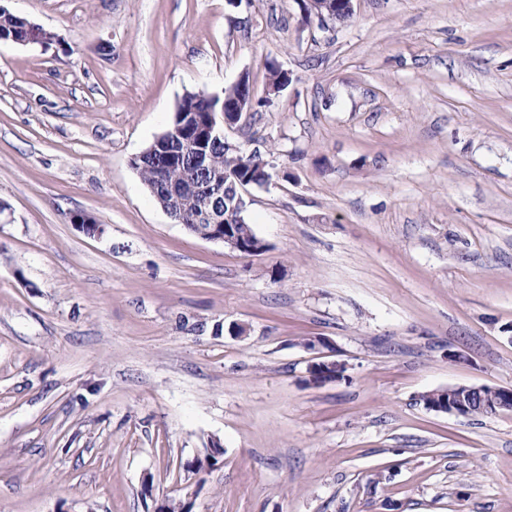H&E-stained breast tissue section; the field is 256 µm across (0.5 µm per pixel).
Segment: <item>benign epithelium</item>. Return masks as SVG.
I'll return each instance as SVG.
<instances>
[{
	"label": "benign epithelium",
	"instance_id": "7a95c632",
	"mask_svg": "<svg viewBox=\"0 0 512 512\" xmlns=\"http://www.w3.org/2000/svg\"><path fill=\"white\" fill-rule=\"evenodd\" d=\"M27 36L24 38H11V42L29 47H39L43 50L49 49V43L39 37L40 26L26 22ZM243 104L239 103L232 108H224V111L217 114L210 113L207 126L200 130L199 142H204L210 137L224 136L218 126L216 116L222 117L225 126L232 125L227 118V112H242ZM208 191V197L204 199L200 218L203 220V228L200 229L199 237L224 247L237 251L245 256H259L266 252L267 246L264 241H259L254 246L243 244L234 231V225L230 224L231 217L224 213V208L213 205V202L224 197V186L213 179L204 186ZM73 223L77 228L88 236H100L105 231V225L88 215L74 217ZM345 366L335 360L314 361L309 364V382L321 386L329 382H335L343 377ZM479 397L481 407L488 415H497L503 411L512 410V388L491 386V385H453L448 388L427 392L420 397L424 407L430 411L446 413L458 417L470 416L472 410V399Z\"/></svg>",
	"mask_w": 512,
	"mask_h": 512
}]
</instances>
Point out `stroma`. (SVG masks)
I'll return each instance as SVG.
<instances>
[{"mask_svg":"<svg viewBox=\"0 0 512 512\" xmlns=\"http://www.w3.org/2000/svg\"><path fill=\"white\" fill-rule=\"evenodd\" d=\"M0 4L61 39L0 41V512H512V411L419 401L512 387V0ZM273 65L247 257L131 160ZM345 366L335 360L314 361L309 364V382L321 386L329 382H336L343 377ZM478 396L481 407L487 415H497L512 410V388L491 385H453L448 388L427 392L420 397L427 410L469 417L472 410L473 397ZM477 406L470 417H488Z\"/></svg>","mask_w":512,"mask_h":512,"instance_id":"stroma-1","label":"stroma"}]
</instances>
